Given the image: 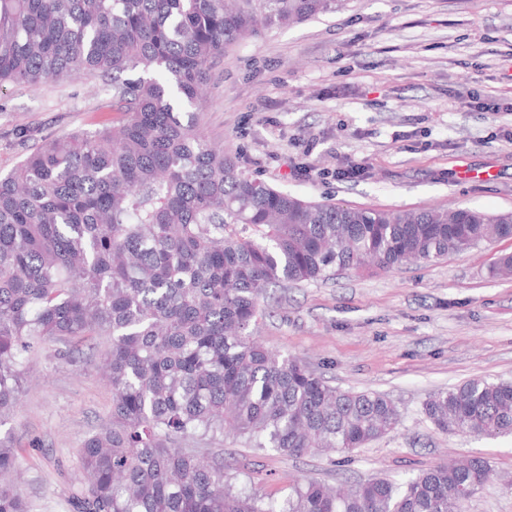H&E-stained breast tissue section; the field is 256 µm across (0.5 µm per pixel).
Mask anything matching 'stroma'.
I'll return each mask as SVG.
<instances>
[{
  "label": "stroma",
  "mask_w": 512,
  "mask_h": 512,
  "mask_svg": "<svg viewBox=\"0 0 512 512\" xmlns=\"http://www.w3.org/2000/svg\"><path fill=\"white\" fill-rule=\"evenodd\" d=\"M512 0H342L336 12L238 42L216 61L200 125L251 177L306 201L387 210L512 211ZM94 78L0 88V175L47 138L120 120ZM358 173H351L352 165ZM512 238L391 271L270 290L256 335L332 385L385 394L400 423L337 455L287 457L246 443L220 449L232 484L287 499L297 480L338 487L402 480L471 457L496 476L466 512H512V436L442 433L434 394L474 377L512 379V278L490 275ZM44 345L8 427L32 512H73L78 450L110 419L97 357Z\"/></svg>",
  "instance_id": "1"
}]
</instances>
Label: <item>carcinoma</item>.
I'll return each instance as SVG.
<instances>
[{
    "mask_svg": "<svg viewBox=\"0 0 512 512\" xmlns=\"http://www.w3.org/2000/svg\"><path fill=\"white\" fill-rule=\"evenodd\" d=\"M336 0H0V87L87 75L117 126L44 140L0 176V427L46 342L100 350L112 418L79 448L74 512H465L479 457L404 482H296L276 506L185 442L226 433L286 456L351 454L395 429L385 395L329 385L252 333L270 288L393 269L512 236V212L309 202L246 175L198 119L224 49ZM441 432L512 435V380L429 399ZM18 468L0 435V478ZM0 512H30L0 481Z\"/></svg>",
    "mask_w": 512,
    "mask_h": 512,
    "instance_id": "cac0c4a2",
    "label": "carcinoma"
}]
</instances>
